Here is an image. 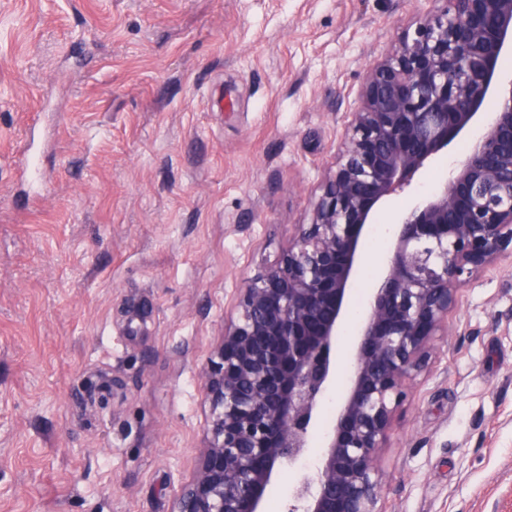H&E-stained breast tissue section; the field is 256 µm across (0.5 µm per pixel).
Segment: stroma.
<instances>
[{"label": "stroma", "instance_id": "obj_1", "mask_svg": "<svg viewBox=\"0 0 512 512\" xmlns=\"http://www.w3.org/2000/svg\"><path fill=\"white\" fill-rule=\"evenodd\" d=\"M434 0H0V512H172L237 288L307 223L368 70ZM47 192L16 151L35 115ZM383 205L338 340L394 214ZM381 466L382 512H512V263L459 292ZM317 451L280 471L267 512Z\"/></svg>", "mask_w": 512, "mask_h": 512}]
</instances>
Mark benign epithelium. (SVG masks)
Returning a JSON list of instances; mask_svg holds the SVG:
<instances>
[{
	"label": "benign epithelium",
	"mask_w": 512,
	"mask_h": 512,
	"mask_svg": "<svg viewBox=\"0 0 512 512\" xmlns=\"http://www.w3.org/2000/svg\"><path fill=\"white\" fill-rule=\"evenodd\" d=\"M415 36L368 72L310 222L257 267L201 369L207 445L172 512H264L273 475L310 447L378 210L474 126L438 190L394 223L353 339L346 395L287 512H380L381 449L409 381L448 335L459 288L512 259V0H436ZM497 103L484 112L489 101Z\"/></svg>",
	"instance_id": "1"
}]
</instances>
